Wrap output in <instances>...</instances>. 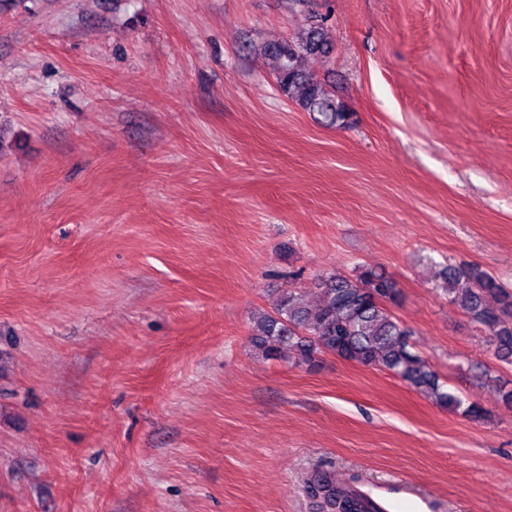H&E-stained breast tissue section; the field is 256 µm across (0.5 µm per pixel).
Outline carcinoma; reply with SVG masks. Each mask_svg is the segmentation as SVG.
<instances>
[{
    "mask_svg": "<svg viewBox=\"0 0 512 512\" xmlns=\"http://www.w3.org/2000/svg\"><path fill=\"white\" fill-rule=\"evenodd\" d=\"M324 22L312 24L299 37L276 44L275 79L279 92L301 108L318 112L330 124H343L348 113L331 98L322 83L302 66L305 56L328 54ZM321 303L311 308L294 290L283 293L273 313L256 322L254 345L270 358L313 366L326 353L362 365L387 370L432 399L438 406L476 420L485 410L463 400L440 382L437 373L412 351L411 330L387 307L395 284L372 270L353 278L339 272L320 276ZM448 296L489 333L497 359L512 365V293L491 273L478 266L449 276ZM313 496L327 512H379L371 500L343 484L327 471H318L309 482Z\"/></svg>",
    "mask_w": 512,
    "mask_h": 512,
    "instance_id": "obj_1",
    "label": "carcinoma"
}]
</instances>
